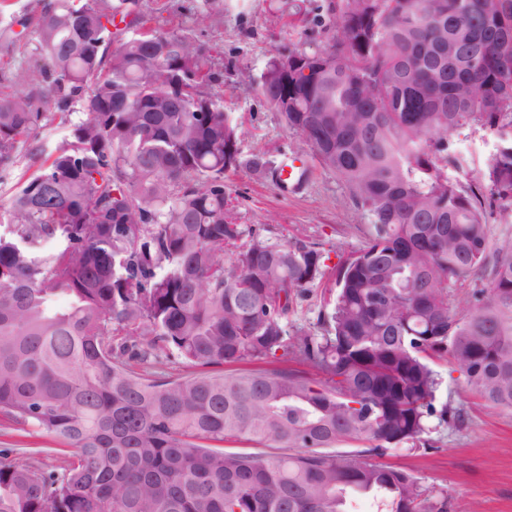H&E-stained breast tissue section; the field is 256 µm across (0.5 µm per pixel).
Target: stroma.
<instances>
[{"mask_svg":"<svg viewBox=\"0 0 512 512\" xmlns=\"http://www.w3.org/2000/svg\"><path fill=\"white\" fill-rule=\"evenodd\" d=\"M320 0H224L223 10H206L203 0H140L153 26L193 34L211 50L224 73V108L241 126L243 155L300 156L309 168L292 192L242 169L224 176V196L239 224L267 228L272 240L322 243L329 266L356 250L368 221L354 207L348 189L324 170L311 148L290 130L280 112L259 92L258 77L272 53L309 42L324 45L339 36L338 26L314 28ZM438 399L462 409L463 424H442L429 435L430 447L398 450L385 463L411 470L423 486L445 488L450 512H512V411L484 404L470 392L460 372L436 361ZM38 448V461L59 468L73 452L47 437H31L0 419V448Z\"/></svg>","mask_w":512,"mask_h":512,"instance_id":"1","label":"stroma"}]
</instances>
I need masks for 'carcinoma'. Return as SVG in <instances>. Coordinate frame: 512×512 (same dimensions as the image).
Listing matches in <instances>:
<instances>
[{
  "mask_svg": "<svg viewBox=\"0 0 512 512\" xmlns=\"http://www.w3.org/2000/svg\"><path fill=\"white\" fill-rule=\"evenodd\" d=\"M316 10L340 36L276 51L259 88L369 222L334 267L319 335L288 319L326 275L322 244L227 215L224 174L280 168L242 155L199 40L149 25L139 0H51L42 64L3 67L0 169L23 152L40 165L0 207V415L75 455L47 471L0 449V512H352L356 495L448 512L445 489L370 457L461 421L437 404L436 359L512 409V242L492 245L487 224L512 206V0ZM445 42L478 55L442 60V79ZM284 55L332 65L287 80ZM57 120L68 134L51 147ZM462 129L496 139L467 182ZM477 271L461 314L449 285ZM165 358L200 372L159 377Z\"/></svg>",
  "mask_w": 512,
  "mask_h": 512,
  "instance_id": "cac0c4a2",
  "label": "carcinoma"
}]
</instances>
